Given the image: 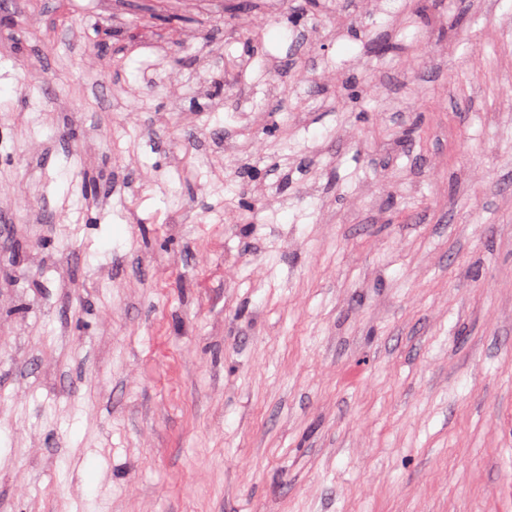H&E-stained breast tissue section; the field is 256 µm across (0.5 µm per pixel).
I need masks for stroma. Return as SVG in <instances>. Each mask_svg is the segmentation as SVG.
<instances>
[{
  "label": "stroma",
  "instance_id": "1",
  "mask_svg": "<svg viewBox=\"0 0 512 512\" xmlns=\"http://www.w3.org/2000/svg\"><path fill=\"white\" fill-rule=\"evenodd\" d=\"M112 3L0 52V512H512V0Z\"/></svg>",
  "mask_w": 512,
  "mask_h": 512
}]
</instances>
